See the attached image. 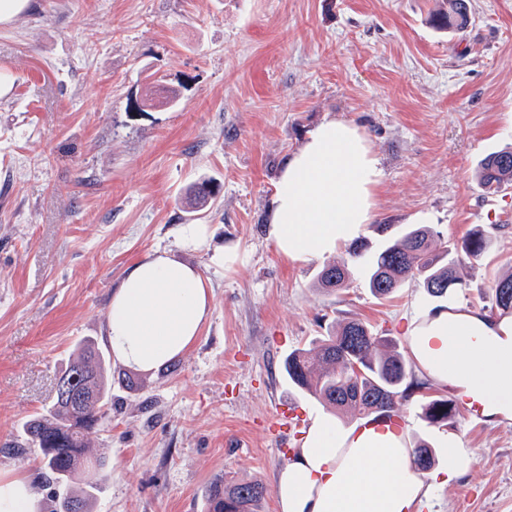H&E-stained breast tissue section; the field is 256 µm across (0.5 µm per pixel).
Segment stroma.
Returning a JSON list of instances; mask_svg holds the SVG:
<instances>
[{"label":"stroma","instance_id":"35a3bbf8","mask_svg":"<svg viewBox=\"0 0 512 512\" xmlns=\"http://www.w3.org/2000/svg\"><path fill=\"white\" fill-rule=\"evenodd\" d=\"M461 34L434 27L438 0H33L0 25V470L32 473L35 452L1 448L55 400L58 378L105 320L126 269L174 251L212 283V310L178 361L149 372L107 360L112 409L93 436L108 463L94 512H207L222 480H260L279 512L275 473L295 454L284 431L323 406L283 363L339 323L358 319L407 351L406 328L438 310L419 281L375 298L363 266L348 288L319 292L323 263L276 250L265 219L285 157L322 121L355 123L382 170L375 253L409 222L449 244L495 227L466 263L454 304L492 315L495 279L512 271V188L487 195L473 174L512 143V0H470ZM161 72L180 104L148 108ZM210 182L196 207L190 187ZM193 227L206 248L181 246ZM223 250V265L212 261ZM400 407L408 441L471 448L470 471L432 486L420 512H512V424L436 426Z\"/></svg>","mask_w":512,"mask_h":512}]
</instances>
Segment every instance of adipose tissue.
Returning <instances> with one entry per match:
<instances>
[{"label": "adipose tissue", "instance_id": "ef3b65f1", "mask_svg": "<svg viewBox=\"0 0 512 512\" xmlns=\"http://www.w3.org/2000/svg\"><path fill=\"white\" fill-rule=\"evenodd\" d=\"M382 171L355 124L320 123L282 165L266 222L278 252L325 259L374 219ZM211 283L190 263L157 250L134 263L112 293L105 335L124 366L151 371L187 352L210 314ZM409 350L432 379L479 399L486 415L512 422V319L460 307L407 329ZM448 470L424 480L403 435L355 432L333 415L312 418L293 460L275 478L281 512H418L429 484L445 485L473 463L449 441ZM0 512H39L26 475L0 472Z\"/></svg>", "mask_w": 512, "mask_h": 512}]
</instances>
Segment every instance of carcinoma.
<instances>
[{
    "mask_svg": "<svg viewBox=\"0 0 512 512\" xmlns=\"http://www.w3.org/2000/svg\"><path fill=\"white\" fill-rule=\"evenodd\" d=\"M433 23L455 33L465 32L471 24L468 0H443ZM476 179L488 194L511 187L512 146L483 158ZM493 242V232L478 225L451 251L440 233L416 225L367 258L360 246L348 248L344 255L322 267L317 285L326 292L347 287L351 265L363 259L373 296L388 297L405 281L418 279L430 297L445 301L463 288L458 266L481 257ZM493 292L494 307L500 315H512V273L498 279ZM284 369L291 382L331 412L352 416H388L425 388L397 344L359 320L344 322L318 338L312 347L289 353ZM65 375L74 390L89 389L92 397L76 407L55 400L46 412L25 422L23 441L5 446L3 452L23 455L31 448L37 449L42 478L50 489L49 512H91L88 489L101 480L104 464L91 453L89 444L112 409L111 384L101 348L93 342L84 344ZM421 409L428 422L446 426L455 417L456 400L431 399ZM413 463L421 472L430 470L435 465L434 449L426 442L415 443ZM78 474L84 476V481L76 489L73 483ZM205 497L208 512H261L264 487L255 480L214 483L206 488Z\"/></svg>",
    "mask_w": 512,
    "mask_h": 512,
    "instance_id": "cac0c4a2",
    "label": "carcinoma"
}]
</instances>
